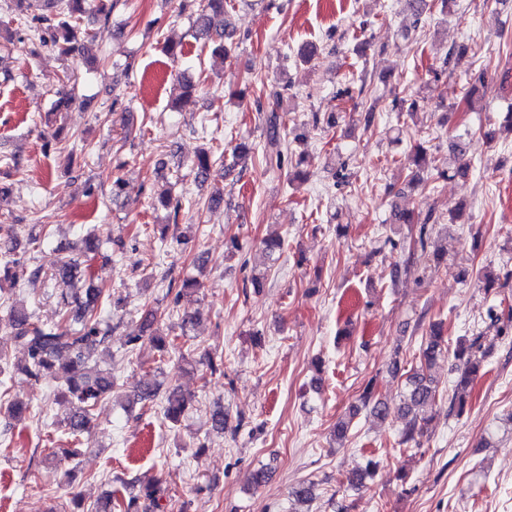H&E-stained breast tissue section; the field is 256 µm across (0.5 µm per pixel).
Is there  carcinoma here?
Listing matches in <instances>:
<instances>
[{"mask_svg": "<svg viewBox=\"0 0 512 512\" xmlns=\"http://www.w3.org/2000/svg\"><path fill=\"white\" fill-rule=\"evenodd\" d=\"M15 10L20 13L36 10L33 37L42 46L56 49L66 58L77 59L84 55V46L79 44L77 31L85 18L99 16L109 19L112 8L100 0H12ZM224 0H200L199 9L192 17V28L196 35L207 39L224 41ZM281 92L273 90L269 93L267 106L257 105V111L266 110L265 116L268 136L264 145V158L269 164L281 166L285 154L281 149L280 126L282 116L278 113ZM78 99V75L71 71L65 74L62 84L55 91L52 111L65 112ZM416 172L409 187L416 188L424 180L422 174L431 168V160L425 149L419 147L412 156ZM214 161L211 152L202 151L192 163L196 178L207 181L213 171ZM390 221L393 224H421L420 235H425L432 215L419 220L414 212L393 208ZM13 229L0 227V278L11 277V268L18 264L15 251L18 243L12 236ZM99 237L90 231L85 238L83 257H66L58 262L55 269L47 274L42 268H35L30 281L37 283L48 275L62 285L60 304L62 314L53 325H39L31 321L32 315L22 304L15 302L8 305V320L14 327V339L21 345L27 359L21 367L27 376L36 382L43 380H61L63 385L56 388L55 396L70 404V412L64 419L66 433L70 440L75 441L91 427L94 409L102 396L112 392L115 381L112 372L99 367L98 355L110 351L112 346V325L100 318V309L109 306L119 310L121 300L113 299L110 292L104 291L94 281L89 272L90 261L98 254ZM157 313L149 310L145 313L140 333L127 336L124 346L149 345L163 359L175 350L184 347L177 336H161L153 330ZM495 339H490L483 332L472 334L468 341L452 340L444 330L442 323H433L424 344L415 356L416 366L408 371L406 377L407 392L398 412L406 419V425L400 432L399 444L408 445L416 441L429 418L427 412L437 405L442 398L438 385L427 376L426 369L432 366L443 354L453 357L452 370L456 374L453 394L448 398V413L462 414L466 401L463 393L474 387L480 377V371L486 357L491 353ZM0 408L18 422H23L31 415L30 407L20 399L6 401L9 388L5 381H0ZM361 406H353L346 417L336 422V436L344 438L350 431L351 423L358 414L359 408L369 410L374 418L385 421L391 409L375 392L374 382L366 385L361 397ZM188 401L181 390L173 387L168 390L164 400L163 415L172 423L180 421ZM139 496L123 497L120 491L113 492L104 505L106 512H133Z\"/></svg>", "mask_w": 512, "mask_h": 512, "instance_id": "obj_1", "label": "carcinoma"}]
</instances>
